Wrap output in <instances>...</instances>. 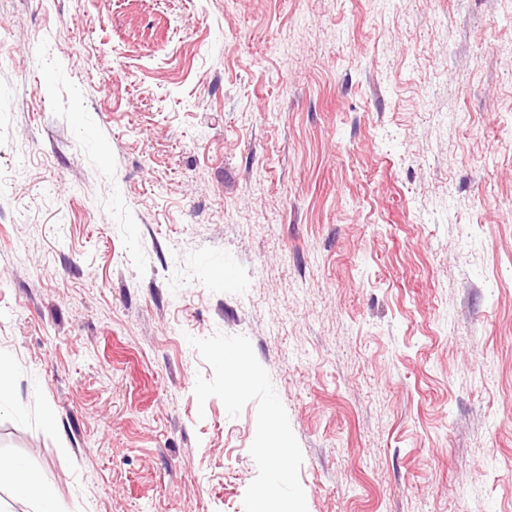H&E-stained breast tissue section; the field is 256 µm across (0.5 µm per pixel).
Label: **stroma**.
<instances>
[{"label":"stroma","instance_id":"stroma-1","mask_svg":"<svg viewBox=\"0 0 512 512\" xmlns=\"http://www.w3.org/2000/svg\"><path fill=\"white\" fill-rule=\"evenodd\" d=\"M0 357L60 512H512V0H0Z\"/></svg>","mask_w":512,"mask_h":512}]
</instances>
